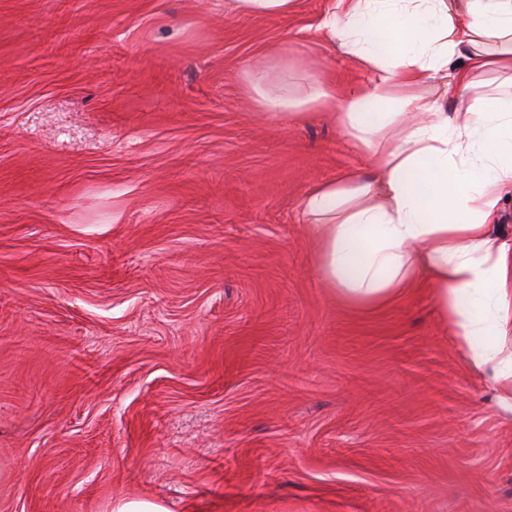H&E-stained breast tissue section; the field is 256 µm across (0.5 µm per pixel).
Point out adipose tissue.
Here are the masks:
<instances>
[{
  "label": "adipose tissue",
  "mask_w": 512,
  "mask_h": 512,
  "mask_svg": "<svg viewBox=\"0 0 512 512\" xmlns=\"http://www.w3.org/2000/svg\"><path fill=\"white\" fill-rule=\"evenodd\" d=\"M317 30L360 73L344 97L304 73L292 98L249 87L274 116L337 107L369 171L346 170L299 204L315 266L343 301L379 306L430 288L469 365L512 418V0H332ZM442 79L454 99L436 96Z\"/></svg>",
  "instance_id": "1"
}]
</instances>
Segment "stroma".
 Returning a JSON list of instances; mask_svg holds the SVG:
<instances>
[{"label":"stroma","mask_w":512,"mask_h":512,"mask_svg":"<svg viewBox=\"0 0 512 512\" xmlns=\"http://www.w3.org/2000/svg\"><path fill=\"white\" fill-rule=\"evenodd\" d=\"M233 0H0V512H512V420L429 289L349 305L299 202L363 169L264 112L316 27Z\"/></svg>","instance_id":"35a3bbf8"}]
</instances>
